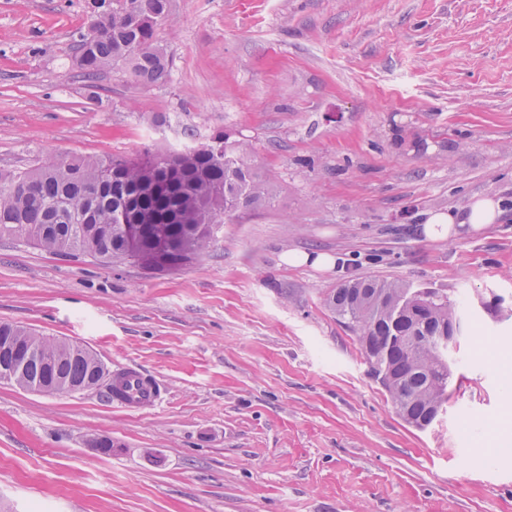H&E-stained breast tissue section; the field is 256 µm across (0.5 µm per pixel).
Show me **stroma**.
I'll list each match as a JSON object with an SVG mask.
<instances>
[{"label": "stroma", "mask_w": 512, "mask_h": 512, "mask_svg": "<svg viewBox=\"0 0 512 512\" xmlns=\"http://www.w3.org/2000/svg\"><path fill=\"white\" fill-rule=\"evenodd\" d=\"M84 5L0 0V167L221 131L271 199L169 273L0 238V321L140 368L161 394L133 407L104 383L0 382V512H512V390L481 350L512 345V0H175L154 87L121 66L85 81ZM480 198L502 212L485 231L424 236L429 215ZM361 277L463 314L427 429L327 304ZM337 259L326 253L306 254L291 253L288 255V264L290 265H311V267L320 270H328L336 266Z\"/></svg>", "instance_id": "stroma-1"}]
</instances>
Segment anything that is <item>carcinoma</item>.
Returning a JSON list of instances; mask_svg holds the SVG:
<instances>
[{
  "instance_id": "1",
  "label": "carcinoma",
  "mask_w": 512,
  "mask_h": 512,
  "mask_svg": "<svg viewBox=\"0 0 512 512\" xmlns=\"http://www.w3.org/2000/svg\"><path fill=\"white\" fill-rule=\"evenodd\" d=\"M172 0H97L91 15L94 35L79 37L76 65L96 79L122 65L138 84L167 81L172 59L155 44L158 26L171 20ZM139 158L75 157L49 166L0 169V236L59 254H86L107 262L128 251L125 204L180 219L149 224L133 251L136 264L158 272L184 268L215 242L211 224H223L238 211L257 209L270 199L269 184L250 162L247 149L217 132L210 143L167 155ZM329 307L359 335L371 374L380 380L403 419L418 428L432 424L448 389V349L461 332V315L431 291L412 292L391 281L356 279L337 288ZM403 308L400 341L390 340L391 312ZM26 336L38 356L23 370L35 384L44 361H62L66 379L81 382L98 358L88 350L69 352L70 340L40 336L14 323L0 322V336Z\"/></svg>"
}]
</instances>
